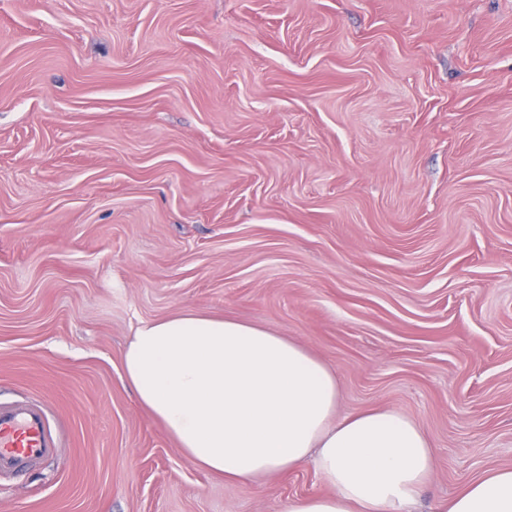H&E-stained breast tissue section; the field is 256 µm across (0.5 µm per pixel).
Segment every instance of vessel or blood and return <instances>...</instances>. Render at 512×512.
Here are the masks:
<instances>
[{"label": "vessel or blood", "mask_w": 512, "mask_h": 512, "mask_svg": "<svg viewBox=\"0 0 512 512\" xmlns=\"http://www.w3.org/2000/svg\"><path fill=\"white\" fill-rule=\"evenodd\" d=\"M59 448L41 402L0 401V476L37 466L56 456Z\"/></svg>", "instance_id": "b4317fda"}]
</instances>
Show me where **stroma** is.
<instances>
[{
    "label": "stroma",
    "instance_id": "1",
    "mask_svg": "<svg viewBox=\"0 0 512 512\" xmlns=\"http://www.w3.org/2000/svg\"><path fill=\"white\" fill-rule=\"evenodd\" d=\"M193 311L414 419V512L512 467V0H0V398L63 446L0 512H286L198 469L123 373Z\"/></svg>",
    "mask_w": 512,
    "mask_h": 512
}]
</instances>
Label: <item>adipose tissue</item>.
I'll list each match as a JSON object with an SVG mask.
<instances>
[{
	"mask_svg": "<svg viewBox=\"0 0 512 512\" xmlns=\"http://www.w3.org/2000/svg\"><path fill=\"white\" fill-rule=\"evenodd\" d=\"M140 403L200 468L239 483L313 466L331 494L288 512H413L434 466L419 425L390 408L336 413L335 371L294 340L194 312L142 323L123 359ZM433 512H512V467Z\"/></svg>",
	"mask_w": 512,
	"mask_h": 512,
	"instance_id": "adipose-tissue-1",
	"label": "adipose tissue"
}]
</instances>
